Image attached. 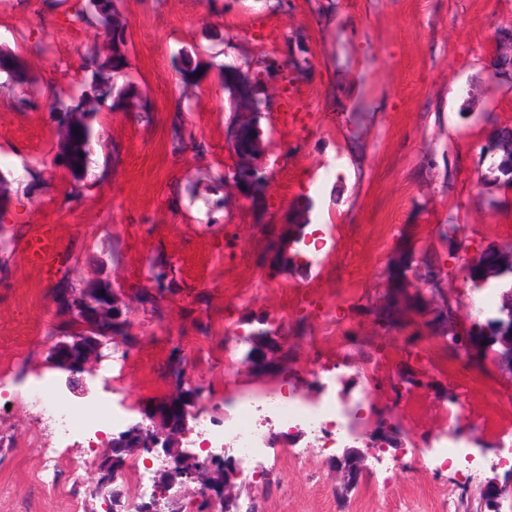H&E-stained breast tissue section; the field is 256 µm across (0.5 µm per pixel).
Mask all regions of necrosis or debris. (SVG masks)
<instances>
[{"instance_id": "1", "label": "necrosis or debris", "mask_w": 512, "mask_h": 512, "mask_svg": "<svg viewBox=\"0 0 512 512\" xmlns=\"http://www.w3.org/2000/svg\"><path fill=\"white\" fill-rule=\"evenodd\" d=\"M346 234L345 226L325 224L302 240L300 253L311 272V281L308 288L292 290L290 296L293 306L332 324L339 321L338 312L356 280V270L351 265L336 269L326 245L331 240L345 242ZM311 365V374L323 391L317 399L272 387L260 394H237L229 401L230 412L223 414L210 397H203L190 417L191 439L200 449V459H207L209 451L228 446L235 448L244 460L266 455L276 441L261 427L264 418L274 422L281 433H290L300 426L315 436L322 447L347 448L375 431L378 424L388 421L392 412H399L409 423L422 416L420 407L401 388V366L383 370L378 356L355 365L361 392L358 404L353 405L341 398L337 390L342 381L338 359L320 346ZM377 391L390 395V405L364 408V401ZM24 401L44 419L57 424L63 441L84 436L89 442H96L108 432L122 428L131 412L125 402L109 401L96 394L78 401H61L56 383L46 378L25 395ZM511 402L512 385L507 383L496 387L480 403L471 401L466 392H459L451 397V406L445 413L447 435L428 440L412 433L408 443L425 463L460 457L464 449L480 447L488 437L495 439L499 446L512 445V412L507 409Z\"/></svg>"}]
</instances>
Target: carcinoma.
Masks as SVG:
<instances>
[{
  "label": "carcinoma",
  "instance_id": "carcinoma-1",
  "mask_svg": "<svg viewBox=\"0 0 512 512\" xmlns=\"http://www.w3.org/2000/svg\"><path fill=\"white\" fill-rule=\"evenodd\" d=\"M74 20L95 26L102 35L112 43V54L105 58L87 59L81 68L92 69L91 79H83L80 89L72 93L63 87L56 90L49 105V116L59 130L67 131V141L54 153L53 165L64 168L70 175V194H80L87 184L84 183L87 168L91 163L94 147L101 144V134L94 125L96 116L104 109H114L124 105V100L135 97L132 92L133 82L122 71L125 66L123 48L126 47V30L129 21L115 6V0H108L102 7H97L95 0H82L74 13ZM0 73L17 82L31 84L34 77L29 70L25 56L18 50L0 49ZM126 78L120 88L108 83L115 76ZM112 301V289L99 291L83 285L71 289L68 309L71 316L89 326L92 338L84 344H77L73 349L84 351L95 347V337L109 333L126 334L127 328L117 320L116 307L105 308L102 302ZM249 345L247 355L262 366L269 361L281 360L276 353L278 342L261 331H254L245 338ZM128 455L117 447L110 448L100 462L101 471H113L125 466ZM200 467L199 460L188 462L182 458L173 460L161 473L164 483L173 482L182 472L191 467Z\"/></svg>",
  "mask_w": 512,
  "mask_h": 512
}]
</instances>
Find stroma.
<instances>
[{
	"mask_svg": "<svg viewBox=\"0 0 512 512\" xmlns=\"http://www.w3.org/2000/svg\"><path fill=\"white\" fill-rule=\"evenodd\" d=\"M77 2L0 6V45L20 49L38 78L30 91L0 75V171L9 198L0 230L15 239L0 252V361L26 356L0 388V512L112 507L109 491H93L109 442L64 448L94 464L60 487L47 485L38 474L54 430L18 401L39 374L66 379L56 349L73 343L74 327L59 298L84 281L109 282L129 327L117 342L132 360L116 386L132 408L130 423L160 409L177 367L187 384L218 397L274 385L289 368L305 394L317 395L305 371L326 329L287 304L290 289L310 278L288 224H345L355 240L356 253L335 254L337 265L358 264L355 297L340 310L349 358L381 347L392 357L419 352L409 366L412 391L437 407L449 393L478 399L512 382V363L496 342L474 345L461 364L445 339L486 322L475 307L476 264L507 243L499 225H512V186L494 181L493 159L482 153L495 128L512 126V72H499L493 58L497 30L512 26V0H118L130 21L129 71L148 106L99 114L103 144L88 187L69 198L62 170L52 167L48 106L57 87L82 79V59L102 39L95 26L71 22ZM274 44L279 64L297 61L302 71L286 101L255 90L269 183L253 200L210 180L227 160L234 122L219 68L263 58ZM184 49L210 64L189 81L179 72ZM179 136L187 145L176 151ZM383 224L403 229L385 246ZM445 224L465 230L468 254L440 236ZM46 228L65 249L67 278L26 257V239ZM396 253L408 258L399 272ZM239 263L249 280L231 278ZM163 272L168 278L157 284ZM433 276L454 309L444 328L433 324ZM381 322L393 325L392 335L377 336ZM262 325L284 336L286 369L255 371L240 356L225 366L226 336ZM292 450L272 449L280 469L248 480L242 502L256 501L262 512H489L481 490L504 477L498 463L512 455L485 440L471 478L422 464L408 447L370 453L358 489L344 498L331 466L336 449L309 447L302 461Z\"/></svg>",
	"mask_w": 512,
	"mask_h": 512,
	"instance_id": "1",
	"label": "stroma"
}]
</instances>
